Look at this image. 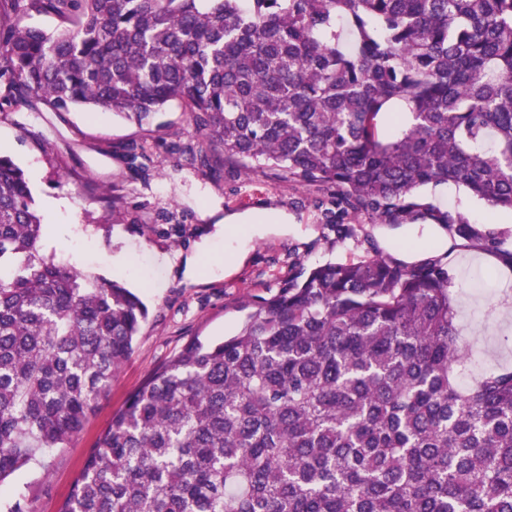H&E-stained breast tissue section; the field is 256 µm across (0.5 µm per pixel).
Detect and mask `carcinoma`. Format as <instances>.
Segmentation results:
<instances>
[{
  "label": "carcinoma",
  "instance_id": "carcinoma-1",
  "mask_svg": "<svg viewBox=\"0 0 512 512\" xmlns=\"http://www.w3.org/2000/svg\"><path fill=\"white\" fill-rule=\"evenodd\" d=\"M173 101L211 154L342 213L403 224L447 183L512 211V0H0V109L143 126ZM45 234L0 155V484L83 429L148 317ZM450 287L440 259L314 265L152 370L59 512H512V367L461 386Z\"/></svg>",
  "mask_w": 512,
  "mask_h": 512
}]
</instances>
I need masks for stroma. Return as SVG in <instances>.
Returning <instances> with one entry per match:
<instances>
[{"mask_svg":"<svg viewBox=\"0 0 512 512\" xmlns=\"http://www.w3.org/2000/svg\"><path fill=\"white\" fill-rule=\"evenodd\" d=\"M163 127H138L108 114L64 115L0 111V152L26 172L51 242L46 253L79 271L123 279L149 314L133 355L83 430L64 448L48 451L0 486V496L26 494L35 512H58L99 435L130 393L192 337L217 341L234 334L248 308L276 294L288 280L326 260L378 252L415 263L444 256L459 308L460 343L479 359L475 374L512 366V213L495 210L453 185L427 186L417 195L424 211L404 224H380L342 215L354 228L341 237L324 223L321 207L333 192L302 187L277 169L246 172L219 160L172 152L193 134L189 112L170 103ZM145 144L130 166L126 146ZM120 197L111 209V197ZM286 213L287 225L252 231L224 227L229 213ZM463 214L482 234L469 240L435 223L436 211ZM130 251L132 265L112 264Z\"/></svg>","mask_w":512,"mask_h":512,"instance_id":"1","label":"stroma"}]
</instances>
